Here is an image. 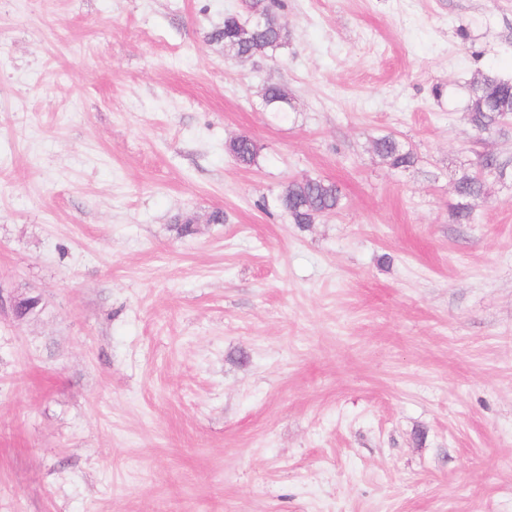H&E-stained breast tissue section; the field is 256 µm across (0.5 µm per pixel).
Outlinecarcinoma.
I'll return each mask as SVG.
<instances>
[{
	"label": "carcinoma",
	"mask_w": 512,
	"mask_h": 512,
	"mask_svg": "<svg viewBox=\"0 0 512 512\" xmlns=\"http://www.w3.org/2000/svg\"><path fill=\"white\" fill-rule=\"evenodd\" d=\"M275 7L276 0H247V8L262 15L263 23L258 27L246 25L239 16L228 14L224 16V26L210 33L209 41L222 44L224 55L233 59L244 54L252 57L274 54L288 40L285 24ZM264 103L276 117H288V91L283 87L267 86ZM466 108L480 133L495 132L511 124L512 80L490 71L472 80ZM373 148L394 168H407L415 163L413 153L392 135L376 139ZM228 150L239 163L251 165L258 148L252 140L234 139ZM490 177V171L479 167L457 181L456 192L461 202L454 206V218L458 223L470 224L475 220L472 201L484 194ZM280 203L289 220L303 227L320 217L337 213L342 206V194L334 183L319 179L292 180L282 191Z\"/></svg>",
	"instance_id": "carcinoma-1"
}]
</instances>
